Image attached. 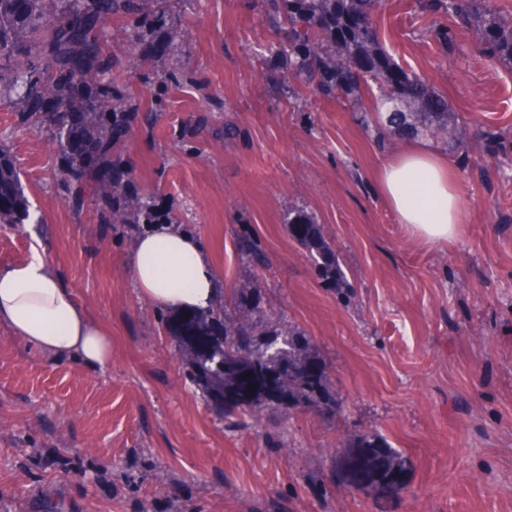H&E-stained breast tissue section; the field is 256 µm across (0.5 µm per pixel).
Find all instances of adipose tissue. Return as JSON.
Listing matches in <instances>:
<instances>
[{
	"label": "adipose tissue",
	"instance_id": "1",
	"mask_svg": "<svg viewBox=\"0 0 512 512\" xmlns=\"http://www.w3.org/2000/svg\"><path fill=\"white\" fill-rule=\"evenodd\" d=\"M449 163L416 146L385 161L378 187L407 236L424 245L455 238L466 202ZM139 296L174 311L207 309L216 281L199 242L173 225L139 236L129 260ZM0 324L42 353L77 358L90 367L112 359V338L101 322L74 299L55 274L45 252L0 268Z\"/></svg>",
	"mask_w": 512,
	"mask_h": 512
}]
</instances>
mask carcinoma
<instances>
[{
  "label": "carcinoma",
  "instance_id": "1",
  "mask_svg": "<svg viewBox=\"0 0 512 512\" xmlns=\"http://www.w3.org/2000/svg\"><path fill=\"white\" fill-rule=\"evenodd\" d=\"M382 0H261L262 18L273 41L263 61L266 79L296 112L314 96L349 107L362 118L368 135L386 139H434L448 143L456 114L448 96L385 48L378 13ZM168 0H0V106L23 111L33 126L56 142L62 159L58 181L73 206L82 205L84 185L95 180L106 224H131L145 232L156 224H174L192 233L170 207L140 194L121 153L132 123L153 127L167 108L166 99L136 95L113 76L118 61L98 28L81 39L72 24L103 17L130 27L132 52L157 39L172 49L180 31H158L157 14ZM426 17L425 36L446 49L459 34L496 65L512 71V15L498 0H415ZM361 71L348 79L343 68ZM214 115L189 125L187 150H197L200 134ZM30 216L21 172L8 145L0 142V224H24ZM291 236L308 252L324 284L341 296L349 284L332 240L304 208L288 210ZM167 328L184 350L188 373L217 404L244 414L267 409L282 414L307 403L336 411L329 396L330 373L302 330L285 325L263 303L252 282L218 297L204 311L166 317ZM250 349L248 380L227 367L220 371L211 355L236 343ZM246 388L253 393L239 395ZM376 434L365 433L346 454L342 467L353 487L394 484L403 472L401 458L382 450Z\"/></svg>",
  "mask_w": 512,
  "mask_h": 512
}]
</instances>
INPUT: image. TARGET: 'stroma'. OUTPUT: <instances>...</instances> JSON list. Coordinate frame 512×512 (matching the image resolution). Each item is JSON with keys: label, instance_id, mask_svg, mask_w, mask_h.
<instances>
[{"label": "stroma", "instance_id": "35a3bbf8", "mask_svg": "<svg viewBox=\"0 0 512 512\" xmlns=\"http://www.w3.org/2000/svg\"><path fill=\"white\" fill-rule=\"evenodd\" d=\"M258 0H170L175 53L189 80L170 88L154 129L123 143L139 189L194 225L218 290L256 280L326 363L340 407L266 411L228 426L182 359L165 309L128 271L131 225L102 221L93 189L73 208L59 154L20 110L0 108L37 221L0 226V267L44 250L112 333V362L43 355L0 325V512H512V71L460 38L422 35L412 0H384L386 44L459 115L465 150L446 149L467 197L461 234L408 239L375 175L383 146L353 112L321 99L279 103L261 70L271 40ZM231 112L243 131L182 146L190 116ZM312 212L353 294L325 288L290 236L289 209ZM255 241L262 266L239 251ZM405 462L395 485L350 488L339 464L362 433Z\"/></svg>", "mask_w": 512, "mask_h": 512}]
</instances>
